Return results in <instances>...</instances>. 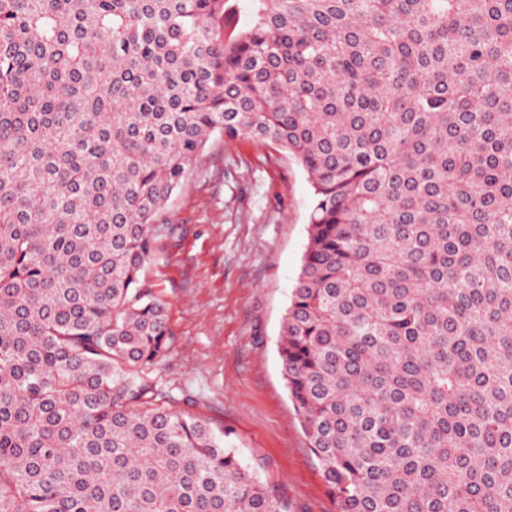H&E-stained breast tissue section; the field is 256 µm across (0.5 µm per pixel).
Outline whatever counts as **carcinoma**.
I'll return each instance as SVG.
<instances>
[{"mask_svg":"<svg viewBox=\"0 0 512 512\" xmlns=\"http://www.w3.org/2000/svg\"><path fill=\"white\" fill-rule=\"evenodd\" d=\"M216 133L310 180L278 353L339 512H512V0H0V512H288L145 378Z\"/></svg>","mask_w":512,"mask_h":512,"instance_id":"cac0c4a2","label":"carcinoma"}]
</instances>
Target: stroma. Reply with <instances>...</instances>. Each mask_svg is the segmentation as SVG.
Here are the masks:
<instances>
[{
    "mask_svg": "<svg viewBox=\"0 0 512 512\" xmlns=\"http://www.w3.org/2000/svg\"><path fill=\"white\" fill-rule=\"evenodd\" d=\"M312 202L277 146L214 135L151 227L143 279L167 307L169 350L148 377L175 408L229 433L288 512H339L288 399L277 340Z\"/></svg>",
    "mask_w": 512,
    "mask_h": 512,
    "instance_id": "obj_1",
    "label": "stroma"
}]
</instances>
